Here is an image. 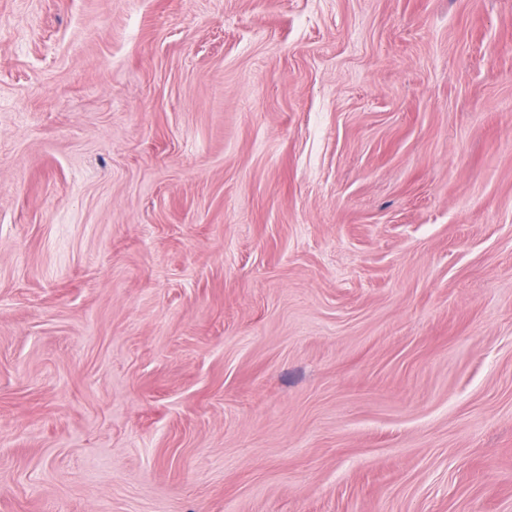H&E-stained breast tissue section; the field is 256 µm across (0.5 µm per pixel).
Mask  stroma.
<instances>
[{"label": "stroma", "instance_id": "stroma-1", "mask_svg": "<svg viewBox=\"0 0 512 512\" xmlns=\"http://www.w3.org/2000/svg\"><path fill=\"white\" fill-rule=\"evenodd\" d=\"M0 512H512V0H0Z\"/></svg>", "mask_w": 512, "mask_h": 512}]
</instances>
